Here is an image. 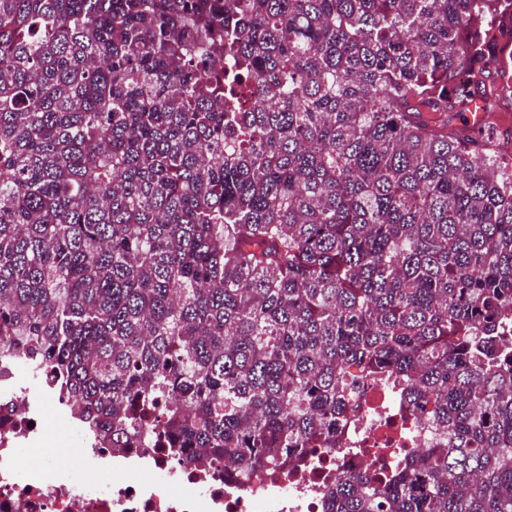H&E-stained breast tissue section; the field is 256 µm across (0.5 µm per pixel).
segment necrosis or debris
Instances as JSON below:
<instances>
[{
  "instance_id": "1",
  "label": "necrosis or debris",
  "mask_w": 512,
  "mask_h": 512,
  "mask_svg": "<svg viewBox=\"0 0 512 512\" xmlns=\"http://www.w3.org/2000/svg\"><path fill=\"white\" fill-rule=\"evenodd\" d=\"M353 406L337 447L232 486L223 467L204 463V450L169 453L159 412L142 440L104 443L43 366L0 347V512H324L322 493L338 473H392L402 464L392 440L407 434L411 448L434 440L431 426L407 414L403 395L379 382L362 380ZM54 442L62 454L30 460Z\"/></svg>"
}]
</instances>
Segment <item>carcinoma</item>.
<instances>
[{"label": "carcinoma", "mask_w": 512, "mask_h": 512, "mask_svg": "<svg viewBox=\"0 0 512 512\" xmlns=\"http://www.w3.org/2000/svg\"><path fill=\"white\" fill-rule=\"evenodd\" d=\"M512 0H0V343L246 478L361 376L435 443L326 512H512ZM491 114L494 115V119L497 122L494 123L501 132L499 140L501 144L500 151L505 155H510L512 154V97L511 99L506 98L500 100L495 112Z\"/></svg>", "instance_id": "carcinoma-1"}]
</instances>
